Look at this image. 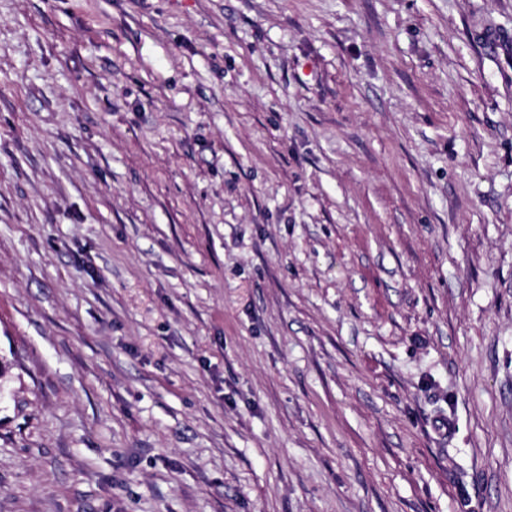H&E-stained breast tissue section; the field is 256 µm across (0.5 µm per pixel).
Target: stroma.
Returning <instances> with one entry per match:
<instances>
[{
	"label": "stroma",
	"instance_id": "stroma-1",
	"mask_svg": "<svg viewBox=\"0 0 512 512\" xmlns=\"http://www.w3.org/2000/svg\"><path fill=\"white\" fill-rule=\"evenodd\" d=\"M0 512H512V0H0Z\"/></svg>",
	"mask_w": 512,
	"mask_h": 512
}]
</instances>
